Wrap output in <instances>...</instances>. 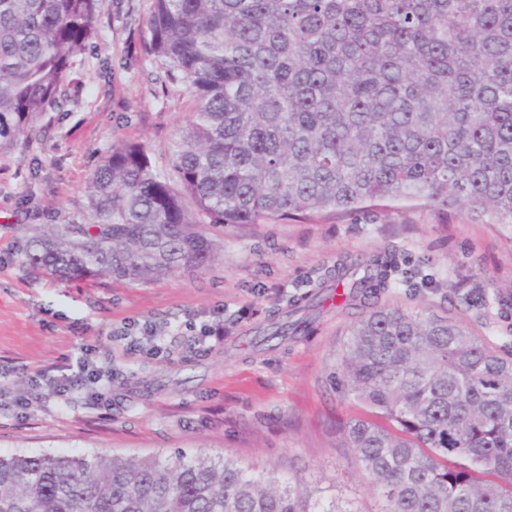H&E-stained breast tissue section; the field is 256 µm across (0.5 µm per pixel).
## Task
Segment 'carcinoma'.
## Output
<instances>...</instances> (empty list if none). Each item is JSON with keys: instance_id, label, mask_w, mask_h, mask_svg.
Returning <instances> with one entry per match:
<instances>
[{"instance_id": "cac0c4a2", "label": "carcinoma", "mask_w": 512, "mask_h": 512, "mask_svg": "<svg viewBox=\"0 0 512 512\" xmlns=\"http://www.w3.org/2000/svg\"><path fill=\"white\" fill-rule=\"evenodd\" d=\"M98 0H0V151L67 100ZM193 103L157 155L112 144L79 218L33 224L23 264L51 278L199 270L205 229L379 199L512 225V0H153L143 36ZM399 263L343 258L328 280L361 311L336 385L374 512H512V350L460 322L385 305ZM299 303L259 335L312 327ZM0 512H367L336 489L181 451L0 456Z\"/></svg>"}]
</instances>
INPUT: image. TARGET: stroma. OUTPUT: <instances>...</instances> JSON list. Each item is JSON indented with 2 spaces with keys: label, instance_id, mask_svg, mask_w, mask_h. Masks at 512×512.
I'll return each mask as SVG.
<instances>
[{
  "label": "stroma",
  "instance_id": "1",
  "mask_svg": "<svg viewBox=\"0 0 512 512\" xmlns=\"http://www.w3.org/2000/svg\"><path fill=\"white\" fill-rule=\"evenodd\" d=\"M152 0H99L97 29L74 63L68 101L46 112L24 151L0 154V455L231 456L275 475L336 483L367 512L376 503L336 429L361 409L330 376L358 310L317 309L308 334L258 347L254 338L291 302L318 292L337 260L394 253L386 302L462 322L479 336L512 334V226L467 209L382 202L354 215L314 214L225 226L202 272L154 280L58 281L22 263L24 227L81 212L101 154L119 140L164 149L192 118L187 94L151 76L142 33ZM218 321L213 350L193 328ZM166 328L163 354L127 352L124 325ZM97 349L112 386L98 400L53 395L36 371ZM29 407L15 414V399Z\"/></svg>",
  "mask_w": 512,
  "mask_h": 512
}]
</instances>
